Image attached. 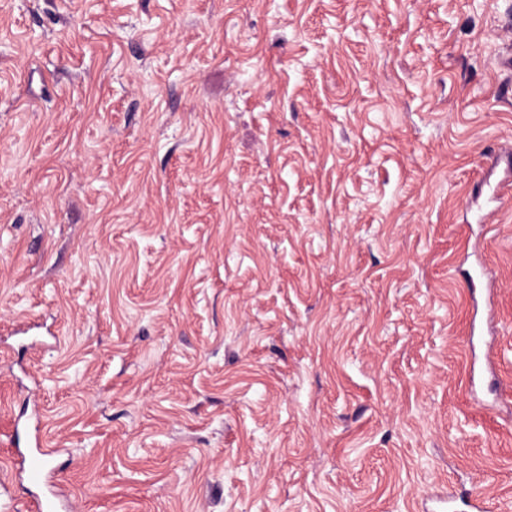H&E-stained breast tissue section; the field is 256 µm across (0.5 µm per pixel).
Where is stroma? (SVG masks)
<instances>
[{
	"label": "stroma",
	"instance_id": "stroma-1",
	"mask_svg": "<svg viewBox=\"0 0 512 512\" xmlns=\"http://www.w3.org/2000/svg\"><path fill=\"white\" fill-rule=\"evenodd\" d=\"M512 0H0V512H512ZM48 451H43L42 448H35L30 451L27 457H24L23 463L31 478L39 484H47V478L50 472L46 468L45 457Z\"/></svg>",
	"mask_w": 512,
	"mask_h": 512
}]
</instances>
